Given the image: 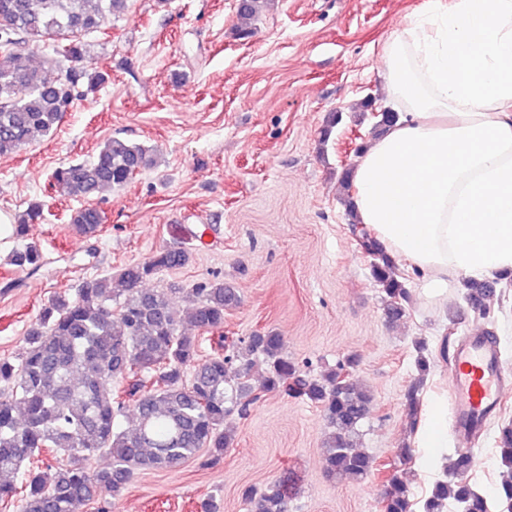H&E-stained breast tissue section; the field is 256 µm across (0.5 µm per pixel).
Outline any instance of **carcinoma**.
Wrapping results in <instances>:
<instances>
[{
    "label": "carcinoma",
    "instance_id": "carcinoma-1",
    "mask_svg": "<svg viewBox=\"0 0 512 512\" xmlns=\"http://www.w3.org/2000/svg\"><path fill=\"white\" fill-rule=\"evenodd\" d=\"M129 0H0V156L13 154L38 136H47L76 101L105 83V75L77 67L86 54L80 35L125 14ZM262 0H242L243 23L254 19ZM58 43L54 55L30 66L23 59L36 46ZM149 150L112 137L89 162L61 166L53 180L70 197L88 199L104 190L124 187L141 170L153 166ZM44 204L29 202L12 236L22 239L30 225L43 220ZM101 212L85 207L71 217L76 231L95 233ZM350 233L369 254L370 275L384 294L386 318L405 316L411 294L397 261L356 221ZM189 253L162 249L149 260L131 263L115 276L82 280L74 294L55 297L27 332L26 355L0 358V502L16 500L20 512H78L87 503L110 495L117 499L137 471L172 470L199 456L216 463L234 442L224 420L247 413L271 392H289L321 408L331 429L325 470L337 480L364 481L374 474L375 459L356 448L355 434L371 413L373 395L353 381V357L317 376L302 374L285 351L282 336L259 332L248 340L219 335L218 349L198 359L199 335L224 328L226 310L240 302L237 289L219 279L184 290L172 284L144 289L142 284L163 270L182 268ZM10 263L36 272L44 256L35 243L15 250ZM191 300L190 325L183 328L173 296ZM418 372L403 394V405L420 413L424 382L430 373L426 346L416 344ZM133 407L136 424L120 427L116 419ZM52 453L63 464L48 473L39 456ZM497 453L509 476L491 501L466 478L469 460L457 456L433 485L422 512H501L512 509V424L499 429ZM97 455L112 459L95 470ZM296 491L283 477L262 491L248 487L242 498L251 512H291ZM382 512H412L407 478L386 473Z\"/></svg>",
    "mask_w": 512,
    "mask_h": 512
}]
</instances>
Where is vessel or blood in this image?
<instances>
[{
	"label": "vessel or blood",
	"mask_w": 512,
	"mask_h": 512,
	"mask_svg": "<svg viewBox=\"0 0 512 512\" xmlns=\"http://www.w3.org/2000/svg\"><path fill=\"white\" fill-rule=\"evenodd\" d=\"M506 383L499 351L482 332H473L455 352L450 384L454 425L462 439H469L497 409Z\"/></svg>",
	"instance_id": "b4317fda"
}]
</instances>
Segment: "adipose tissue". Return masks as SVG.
I'll use <instances>...</instances> for the list:
<instances>
[{"instance_id": "ef3b65f1", "label": "adipose tissue", "mask_w": 512, "mask_h": 512, "mask_svg": "<svg viewBox=\"0 0 512 512\" xmlns=\"http://www.w3.org/2000/svg\"><path fill=\"white\" fill-rule=\"evenodd\" d=\"M384 63L402 116L357 160L354 205L442 301L512 271V0L427 6Z\"/></svg>"}]
</instances>
